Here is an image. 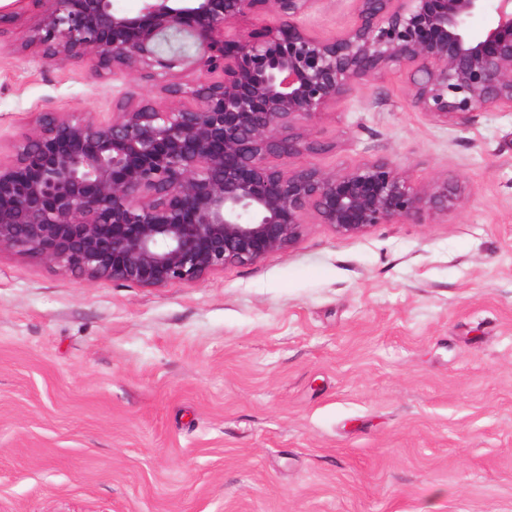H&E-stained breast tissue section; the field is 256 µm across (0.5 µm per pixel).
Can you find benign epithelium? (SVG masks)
I'll list each match as a JSON object with an SVG mask.
<instances>
[{"label": "benign epithelium", "instance_id": "1", "mask_svg": "<svg viewBox=\"0 0 512 512\" xmlns=\"http://www.w3.org/2000/svg\"><path fill=\"white\" fill-rule=\"evenodd\" d=\"M27 1L31 59L86 57L97 76L135 74L172 102L127 93L108 122L42 112L0 159V252L88 282L194 283L294 247L308 224L353 238L458 211L463 179L419 182L388 157L276 163L325 151L312 122L386 72L407 74L436 121L512 112V0H495L479 35L468 22L490 0H353L355 22L329 38L300 23L315 0H143L135 16L112 0H14L0 20H22ZM171 34L196 54L163 49Z\"/></svg>", "mask_w": 512, "mask_h": 512}]
</instances>
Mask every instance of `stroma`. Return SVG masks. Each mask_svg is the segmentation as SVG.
Here are the masks:
<instances>
[{"label": "stroma", "instance_id": "stroma-1", "mask_svg": "<svg viewBox=\"0 0 512 512\" xmlns=\"http://www.w3.org/2000/svg\"><path fill=\"white\" fill-rule=\"evenodd\" d=\"M352 0L303 16L329 37ZM0 26V150L36 113L105 121L132 75L46 69ZM326 151L466 179L448 218L292 249L162 288L0 254V512H512V112L468 126L405 75L314 123Z\"/></svg>", "mask_w": 512, "mask_h": 512}]
</instances>
